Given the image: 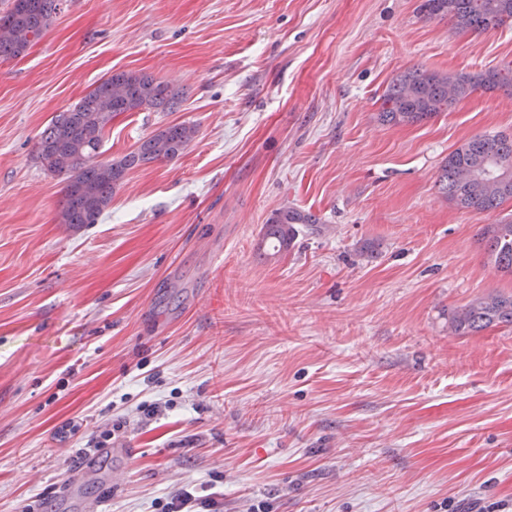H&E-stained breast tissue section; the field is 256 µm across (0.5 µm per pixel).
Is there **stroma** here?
Listing matches in <instances>:
<instances>
[{"label": "stroma", "instance_id": "35a3bbf8", "mask_svg": "<svg viewBox=\"0 0 512 512\" xmlns=\"http://www.w3.org/2000/svg\"><path fill=\"white\" fill-rule=\"evenodd\" d=\"M420 0H63L0 57V512H512V327L449 309L511 292L444 159L512 133V92L381 124L393 77L512 67ZM116 71L184 89L117 114L100 159L174 123L178 156L130 170L98 223L60 221L41 132ZM315 215L259 248L277 208ZM79 421L74 434L63 425ZM210 506L212 504L206 501H199L193 492L185 489L173 497L167 504L166 512H200L196 509Z\"/></svg>", "mask_w": 512, "mask_h": 512}]
</instances>
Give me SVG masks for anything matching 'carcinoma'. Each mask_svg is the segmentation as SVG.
Returning <instances> with one entry per match:
<instances>
[{"instance_id":"cac0c4a2","label":"carcinoma","mask_w":512,"mask_h":512,"mask_svg":"<svg viewBox=\"0 0 512 512\" xmlns=\"http://www.w3.org/2000/svg\"><path fill=\"white\" fill-rule=\"evenodd\" d=\"M63 0H11L0 13V26L14 36L0 40V57H18L48 30L61 11ZM426 18L450 17L461 31L485 32L512 21V0H421ZM512 89V68L478 73L442 74L415 68L396 75L382 96L378 120L385 125L414 124L429 120L453 103L481 89ZM186 92L151 75L114 72L79 104L60 113L41 133L37 145L42 165L65 177L64 224H95L110 207L112 196L128 170L141 164L170 159L183 152L197 130L186 123L168 125L140 143L121 160L98 161L102 136L121 112L171 109ZM436 186L446 200L468 213L497 210L512 201V135L475 136L448 155L440 167ZM319 219L295 207L274 210L261 231V242L288 248L299 224ZM481 237L497 271L512 275V220L487 224ZM512 326V293H490L448 311V329L457 336L490 326Z\"/></svg>"}]
</instances>
